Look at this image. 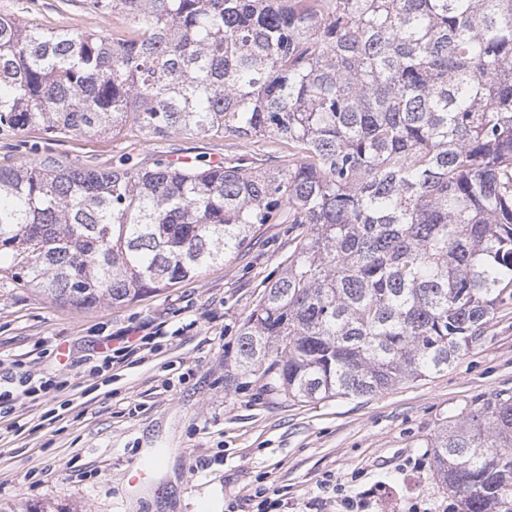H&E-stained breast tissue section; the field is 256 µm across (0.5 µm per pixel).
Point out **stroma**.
<instances>
[{"instance_id":"stroma-1","label":"stroma","mask_w":512,"mask_h":512,"mask_svg":"<svg viewBox=\"0 0 512 512\" xmlns=\"http://www.w3.org/2000/svg\"><path fill=\"white\" fill-rule=\"evenodd\" d=\"M30 19L95 28L79 0H32ZM142 161L242 152L241 143L173 137L48 139L0 134V165L49 149L108 167L129 144ZM287 225L266 224L248 246L194 278L124 306L64 307L0 280V376L50 382L0 416V512H252L256 489L288 493V512H452L432 477L428 443L444 418L512 390V301L449 369L373 397L298 403L235 372L238 332L292 249ZM141 343L126 357L127 343ZM110 366H103L104 355ZM177 449L173 475L129 482L149 450Z\"/></svg>"}]
</instances>
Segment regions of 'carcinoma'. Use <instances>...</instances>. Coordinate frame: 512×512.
<instances>
[{"label": "carcinoma", "mask_w": 512, "mask_h": 512, "mask_svg": "<svg viewBox=\"0 0 512 512\" xmlns=\"http://www.w3.org/2000/svg\"><path fill=\"white\" fill-rule=\"evenodd\" d=\"M112 28L0 12V133L270 139L245 153L0 166V280L124 305L300 229L238 369L299 402L440 373L512 299V0H83ZM433 474L512 512V391L445 421Z\"/></svg>", "instance_id": "obj_1"}]
</instances>
